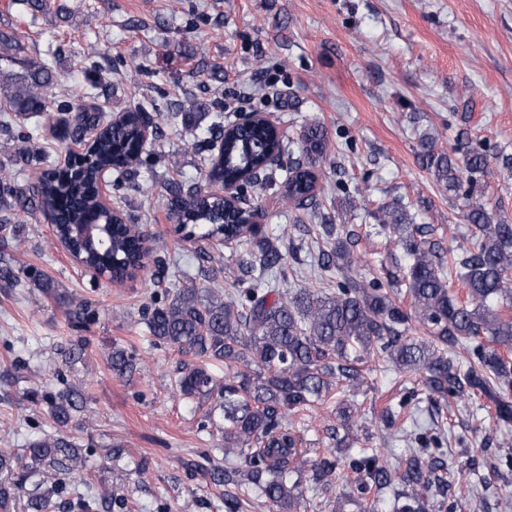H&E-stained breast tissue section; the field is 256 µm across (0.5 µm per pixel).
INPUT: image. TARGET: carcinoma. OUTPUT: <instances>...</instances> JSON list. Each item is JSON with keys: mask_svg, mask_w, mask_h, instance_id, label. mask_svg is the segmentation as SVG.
<instances>
[{"mask_svg": "<svg viewBox=\"0 0 512 512\" xmlns=\"http://www.w3.org/2000/svg\"><path fill=\"white\" fill-rule=\"evenodd\" d=\"M19 64L22 72L11 75L12 89L0 110L4 122L22 128L21 138L29 147L19 175L0 174V213L49 209L58 235L72 240V252L81 263L110 269L116 284L134 278L146 237L130 232L101 202L97 171L117 169V191L140 190L133 181L143 163L134 148L138 111L121 125L103 126L96 109H78L60 140L81 142L89 129L100 128L90 149L93 162L46 169L44 162H33L46 150L34 142L24 122L49 111L54 78L38 57ZM270 141L272 133L263 126L235 128L224 140V163L213 168L212 175L220 181L244 182L245 170L263 165L260 148ZM424 146L436 180L458 201L471 198L476 175L484 173L494 157V147L487 143L461 157L454 148L436 152L434 145ZM301 149L308 164L295 163L281 198L306 209L314 199L316 176L311 167L330 150L325 129L311 125ZM170 196L180 223L205 228L204 237L219 233L249 248L248 279L224 297L214 295L205 302L195 289H181L169 302L146 308L145 325L152 342L191 357L177 370V392L199 404L220 399L224 447L237 449L242 459L234 473L278 512H296L298 483H288V474L304 463L308 452L303 439L285 427L288 415L356 392L376 358L422 375L428 398L436 405L450 398L480 397L495 406L498 419L512 420V358L504 354L512 349V224L496 222L485 207L474 206L467 213L474 227L469 245L445 249L429 238L432 228L414 223L405 208H386L379 232L410 259L404 275L386 281L355 273L359 258L354 234L325 224L323 233L336 239L318 252L317 266L324 275L341 274L336 287L281 293L273 285V273L282 266V252L256 239L254 227L226 212L224 197L201 190L185 195L178 187L170 189ZM452 278L464 286V296L449 287ZM457 349L464 351L468 363L462 373L448 360V353ZM109 360L118 376L130 377L137 370L134 356L122 348L112 347ZM213 362L224 363V379L210 371ZM75 410L77 404L70 400L53 406L51 417L64 427ZM28 451L36 462L69 453L70 444L49 437L30 443ZM422 454L419 448H408L393 464L380 463L374 454L350 460L352 494L364 512H374L373 493L397 480L419 489L399 512H425L424 501L440 491L443 476L435 474ZM310 468L315 482L327 484L340 474L341 464L330 450Z\"/></svg>", "mask_w": 512, "mask_h": 512, "instance_id": "1", "label": "carcinoma"}]
</instances>
